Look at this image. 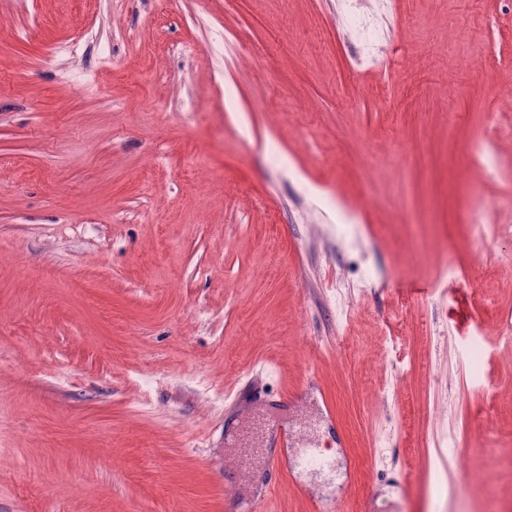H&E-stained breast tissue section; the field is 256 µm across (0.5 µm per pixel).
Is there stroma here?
Returning <instances> with one entry per match:
<instances>
[{
    "instance_id": "obj_1",
    "label": "stroma",
    "mask_w": 512,
    "mask_h": 512,
    "mask_svg": "<svg viewBox=\"0 0 512 512\" xmlns=\"http://www.w3.org/2000/svg\"><path fill=\"white\" fill-rule=\"evenodd\" d=\"M373 6L0 0V512H512V0ZM348 26L367 44H374L379 39L378 30L370 23L368 18L357 7V2H350Z\"/></svg>"
}]
</instances>
